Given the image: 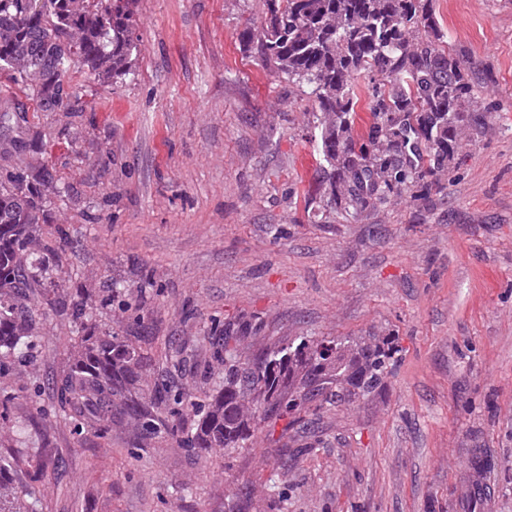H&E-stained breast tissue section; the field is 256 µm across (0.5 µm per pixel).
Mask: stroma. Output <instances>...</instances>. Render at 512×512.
Listing matches in <instances>:
<instances>
[{
  "mask_svg": "<svg viewBox=\"0 0 512 512\" xmlns=\"http://www.w3.org/2000/svg\"><path fill=\"white\" fill-rule=\"evenodd\" d=\"M434 10L500 109L461 131L422 212L407 192L346 218L324 206L311 106L241 39L261 0H138L132 75L73 69L82 112L38 129L80 203L55 198L39 234H64L93 324L143 353L154 418L158 386H223L230 324L250 325L246 361L298 336L394 353L369 396L200 455L118 410L107 434L77 432L57 399L76 326L37 308L34 358L0 376V458L27 512H512V0Z\"/></svg>",
  "mask_w": 512,
  "mask_h": 512,
  "instance_id": "35a3bbf8",
  "label": "stroma"
}]
</instances>
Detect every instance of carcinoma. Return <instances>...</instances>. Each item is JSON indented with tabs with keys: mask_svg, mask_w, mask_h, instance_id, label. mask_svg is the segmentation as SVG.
<instances>
[{
	"mask_svg": "<svg viewBox=\"0 0 512 512\" xmlns=\"http://www.w3.org/2000/svg\"><path fill=\"white\" fill-rule=\"evenodd\" d=\"M137 0H0V75L27 90L35 112H80L70 67L80 64L101 84L129 75L137 55ZM264 23L243 38L261 62L288 80L312 106L319 130L327 205L350 216L411 188L418 208L439 192L440 173L455 158L457 135L480 128L491 101L474 107L466 55L438 30L433 0H262ZM366 96L370 124L355 132L356 106ZM24 103L0 111L5 133L27 121ZM17 152L40 153L38 133L10 141ZM54 181L44 164L0 177V374L31 355L30 309L56 303L70 288L53 263L54 248L25 255L47 223ZM87 302L75 293L68 309L79 325V350L59 381V408L77 429L102 432L112 405L140 415L144 408L122 394L137 381L143 354L112 333L85 326ZM224 330V388L200 405L195 431L167 426L189 448H242L258 422L294 414L314 396L328 404L376 391L390 352L344 340L338 366L323 370L324 342L295 339L251 363H237Z\"/></svg>",
	"mask_w": 512,
	"mask_h": 512,
	"instance_id": "carcinoma-1",
	"label": "carcinoma"
}]
</instances>
